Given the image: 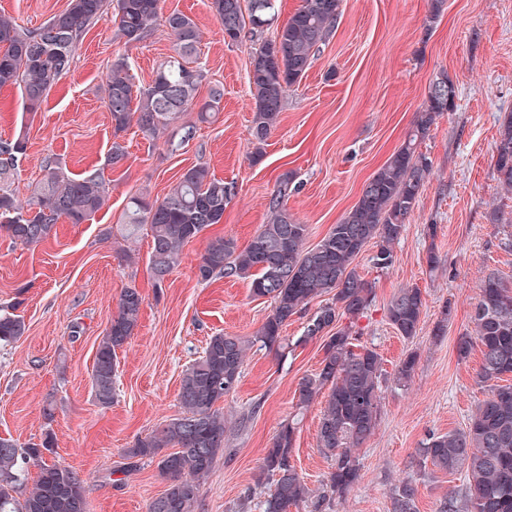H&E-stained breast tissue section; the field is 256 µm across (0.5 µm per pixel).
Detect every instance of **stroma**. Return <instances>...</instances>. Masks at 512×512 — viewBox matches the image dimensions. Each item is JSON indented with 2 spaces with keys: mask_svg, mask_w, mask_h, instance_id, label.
<instances>
[{
  "mask_svg": "<svg viewBox=\"0 0 512 512\" xmlns=\"http://www.w3.org/2000/svg\"><path fill=\"white\" fill-rule=\"evenodd\" d=\"M66 6L67 0H0V15L36 27ZM160 6L189 15L202 32L200 96L215 85L224 89L221 109L209 122L186 113V121L197 125L186 148L170 151L163 140L133 126L124 136L127 162L107 167V68L125 56L135 84L150 83L173 53L163 28L129 46L116 38L110 18L102 17L40 111H23L17 88L0 89V137L21 134L27 142L13 184L20 196L41 177L49 156L74 173L103 169L111 181L107 205L90 221L60 223L38 246L0 234V306L22 297L18 312L26 324L23 336L0 347V436L23 445L52 432L53 462L77 471L86 483V512H147L165 483L153 462L113 480L125 448L180 415L182 373L210 336L249 339L272 309L270 300L252 297L246 281L198 280L207 241L224 235L246 246L267 221V196L289 173L299 190L287 209L307 225L306 247L316 246L398 150L430 84L444 72L455 86V104L420 146L431 174L393 246L394 263L375 269L371 245L354 262L373 289L372 305L357 328L362 343L382 358L381 403L375 431L356 452L359 479L330 509L392 512L393 490L408 480L417 489V512H438L440 499L464 492L466 471L444 473L423 463L422 444L430 434L466 429L488 395L489 385L477 377L479 349L463 358L457 342L474 333L484 277L495 273L512 283V193L502 189L494 167L499 128L512 113V0H446L433 23L428 0H343L335 34L290 88L279 122L259 151L251 137L248 84L256 38L225 42L208 0H161ZM200 162L233 184L234 193L223 223L190 241L163 288H155L147 271L150 237L142 233L128 244L116 226L129 196L163 197L184 170ZM493 212L499 223L490 222ZM128 246L136 250L137 263L122 260ZM432 254L438 258L434 268L428 265ZM130 286L144 297L139 326L117 352L116 395L103 408L92 394V365L119 295ZM406 286L420 288L425 302L420 330L410 340L386 317L393 295ZM306 323L303 315L289 320L282 358L248 350L241 381L223 402L226 416L238 425L201 483L196 512H260L254 502L240 508V494L256 484L265 493L272 489L259 465L296 409L299 383L318 371L324 355L322 339L303 341ZM411 353L417 356L414 372L400 379L399 366ZM322 407L319 400L311 404L294 442L293 459L312 489L329 469L318 450Z\"/></svg>",
  "mask_w": 512,
  "mask_h": 512,
  "instance_id": "stroma-1",
  "label": "stroma"
}]
</instances>
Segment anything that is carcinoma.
Wrapping results in <instances>:
<instances>
[{
    "mask_svg": "<svg viewBox=\"0 0 512 512\" xmlns=\"http://www.w3.org/2000/svg\"><path fill=\"white\" fill-rule=\"evenodd\" d=\"M279 0H209V7L231 41L245 31L262 33L278 16ZM342 0H302L288 21L276 29L273 40L251 56L248 82L252 96L251 136L256 153L275 128L289 88L310 69L320 48L329 42L341 17ZM112 12L117 37L127 44L150 38L158 26L173 36V55L156 70L147 85L129 75L128 61L114 58L108 67L104 103L112 122L107 165H124L128 152L123 134L136 124L153 138H166L177 151L194 139L196 127L182 122L196 109L203 120L219 110L224 93L213 89L198 100L203 70L196 65L200 30L188 15L174 10L164 15L160 0H68L66 8L36 28L23 27L0 16V88L19 89L23 111L41 109L50 91L74 64L86 28ZM452 81L445 73L432 84L428 99L389 160L363 186L352 209L333 225L312 249H303L308 227L286 208L297 192L293 176L285 173L267 197L268 222L261 225L244 248L232 238L215 236L207 242L197 266L198 278L217 276L248 282L255 297H267L271 313L252 338L216 334L183 372L178 401L181 414L160 424L124 452L120 472L130 474L145 461H157L166 488L153 498L147 512H195L200 480L212 470L232 429L219 404L238 387L246 351L254 346L285 355L283 329L295 315L307 310L316 297L331 292L332 301L309 318L304 339L325 338L320 369L302 379L298 405L303 409L328 390L318 431V448L330 460L323 492L312 495L293 463V445L299 415L295 414L267 449L261 475L274 488L260 501L262 512H290L311 502L312 512H325L332 501L344 498L359 478L355 450L373 433L378 416L382 359L375 348L359 343L353 330L373 301L372 288L353 267L365 246L375 242L372 264L380 270L394 263L393 244L406 229L420 192L431 173V161L419 151L437 117L454 107L448 95ZM26 155L23 135L0 139V232L27 245H38L56 233L57 224H82L106 204L109 182L100 169L78 174L51 158L44 160L42 176L22 200L10 181ZM495 168L506 191L512 189V114L503 125L496 146ZM232 187L198 163L186 169L160 199L144 195L129 198L119 235L135 239L147 226L152 239L147 267L160 288L180 265L183 248L205 228L221 224ZM144 299L136 288L124 289L118 310L100 340L93 370L92 392L103 408L112 405L117 373V351L128 344L138 327ZM13 305L0 308V345L17 341L26 330ZM424 301L417 287L399 289L387 306V319L400 336H417ZM348 324H343V321ZM475 336L459 338L465 355L478 345L482 360L478 379L491 384L462 431L432 434L422 448V459L439 470L466 468L468 487L449 494L438 512H512V385L498 384L512 374V284L491 273L485 277L474 311ZM55 438L45 433L37 442L18 445L0 437V512H85L86 486L78 472L48 461ZM171 452L165 453L163 449ZM39 468L27 486L29 467ZM393 512H416L415 487L409 481L395 487Z\"/></svg>",
    "mask_w": 512,
    "mask_h": 512,
    "instance_id": "cac0c4a2",
    "label": "carcinoma"
}]
</instances>
